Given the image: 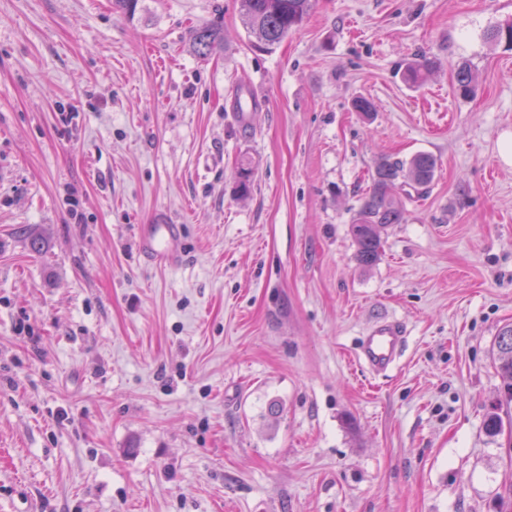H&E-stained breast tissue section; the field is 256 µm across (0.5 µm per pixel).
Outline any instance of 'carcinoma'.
<instances>
[{"mask_svg": "<svg viewBox=\"0 0 512 512\" xmlns=\"http://www.w3.org/2000/svg\"><path fill=\"white\" fill-rule=\"evenodd\" d=\"M248 37L261 49L271 50L288 35L299 30L307 20L312 0H236ZM487 38L492 43L512 47V24L491 29ZM222 43V32L216 22L197 27L192 35L191 49L203 58L216 51ZM436 67L435 61L419 57L406 63L403 81L412 87L423 85ZM456 84L459 94L474 95L477 78L467 63L458 65ZM437 160L429 153H417L405 161L389 158L378 160L371 175V186L359 199L354 211L350 233L356 245L355 258L362 267L373 265L379 258L382 236L393 224H400L406 200L421 194L433 181ZM413 192H408L405 187ZM497 369L504 389L512 399V324L502 326L494 341Z\"/></svg>", "mask_w": 512, "mask_h": 512, "instance_id": "1", "label": "carcinoma"}]
</instances>
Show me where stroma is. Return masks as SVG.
Listing matches in <instances>:
<instances>
[{
    "instance_id": "stroma-1",
    "label": "stroma",
    "mask_w": 512,
    "mask_h": 512,
    "mask_svg": "<svg viewBox=\"0 0 512 512\" xmlns=\"http://www.w3.org/2000/svg\"><path fill=\"white\" fill-rule=\"evenodd\" d=\"M509 20L315 0L267 52L235 0H0V512H512V427L484 428L512 323V51L487 40ZM419 152L433 182L359 266L376 161ZM156 218L176 265L135 246ZM384 316L406 349L375 377L355 348ZM222 39L218 22L205 23L194 30L190 47L196 55L206 58L220 47ZM435 67L434 60L425 57L414 58V60L406 63L402 79L409 86L420 87L426 82Z\"/></svg>"
}]
</instances>
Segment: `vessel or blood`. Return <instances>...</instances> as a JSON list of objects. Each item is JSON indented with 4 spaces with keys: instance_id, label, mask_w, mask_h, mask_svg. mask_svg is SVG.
Here are the masks:
<instances>
[{
    "instance_id": "b4317fda",
    "label": "vessel or blood",
    "mask_w": 512,
    "mask_h": 512,
    "mask_svg": "<svg viewBox=\"0 0 512 512\" xmlns=\"http://www.w3.org/2000/svg\"><path fill=\"white\" fill-rule=\"evenodd\" d=\"M138 243L140 252L155 263L174 265L180 259L179 227L167 220L142 225ZM405 343L406 332L400 322L392 318L380 319L363 331L356 356L370 372L383 375L396 367Z\"/></svg>"
}]
</instances>
